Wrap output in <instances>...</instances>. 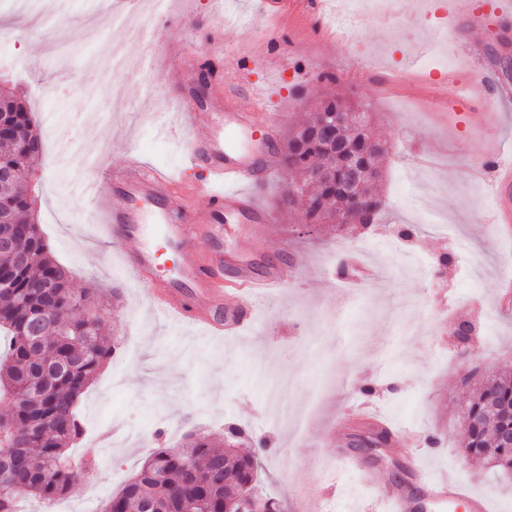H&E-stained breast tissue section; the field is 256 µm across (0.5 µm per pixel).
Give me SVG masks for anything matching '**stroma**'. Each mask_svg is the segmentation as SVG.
Listing matches in <instances>:
<instances>
[{"label":"stroma","instance_id":"1","mask_svg":"<svg viewBox=\"0 0 512 512\" xmlns=\"http://www.w3.org/2000/svg\"><path fill=\"white\" fill-rule=\"evenodd\" d=\"M17 2L0 0V83L28 102L43 133L35 218L55 260L70 269L73 290L103 295L106 333L119 342L83 396L84 440L70 450L95 464L56 499L58 512H103L155 449L180 451L189 433L221 437L230 423L246 432L240 450L258 453V488L281 512H307L314 499L335 501L338 512H376V498L397 486L421 497L404 472L411 451L396 445L403 430L440 436L439 445L422 449L432 475L488 497L492 512H512V477H491L481 461L459 452L475 384L512 373V300L500 286L503 268L512 266V241L491 222L486 181L469 172L472 155L496 139L512 140V102L499 105L505 120L496 128L463 104L445 109L427 88L434 76L466 81L465 52L492 83H512V68L495 60V32L467 33L461 48L448 39L441 0H393L389 12L349 26L339 45L282 32L265 69L238 73L235 90L265 85L266 109L282 116L279 143L328 92L366 112L372 133L389 146L375 185L385 207L367 232L325 224L300 231L301 211L280 207L293 174L277 168L254 189L269 223L225 221L224 250L260 273L291 263L295 276L278 295L257 301L241 335L215 341L151 311L117 244L99 238L85 183L99 166H122L131 151L176 178L197 180L184 139L211 130L185 132L172 106L182 94L209 100L215 80L194 57H175L161 71L151 58L162 41L182 39L218 71L226 57L262 40L266 25L249 18L251 0H228L229 15L248 21L218 32L208 23L212 0H166L176 20L163 35L137 40L123 37L91 0H47L38 17L20 12ZM328 73L335 83L325 82ZM146 87L155 106L144 111L138 103ZM419 148L435 159L432 203L408 161ZM428 214L443 226L425 223ZM407 224L417 227L409 239L400 234ZM446 252L456 262L443 272L437 259ZM353 255L382 266L385 277L344 303L336 279ZM115 287L119 296H110ZM464 321L475 336L465 351L452 337ZM365 386L372 395L362 394ZM360 402L390 433L370 461V485L340 462L353 451L351 434L372 425L351 417ZM256 436L269 441L268 451L256 452Z\"/></svg>","mask_w":512,"mask_h":512}]
</instances>
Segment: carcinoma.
Instances as JSON below:
<instances>
[{"label":"carcinoma","mask_w":512,"mask_h":512,"mask_svg":"<svg viewBox=\"0 0 512 512\" xmlns=\"http://www.w3.org/2000/svg\"><path fill=\"white\" fill-rule=\"evenodd\" d=\"M349 110L339 98H328L306 123L289 137L279 164L294 172L301 185L303 216L312 224L368 225L382 203L371 184L352 197L341 186V173L353 159L375 167L384 153L368 147L364 127L323 134L322 116ZM0 124L9 137L0 138V169L10 180L0 184V212L21 225L18 247L29 253L25 264L0 253V268L12 270L15 287L0 288V394L11 398L12 410L0 415V470L11 481L0 482V512H18V499L54 500L66 495L84 477L82 464L70 463L67 451L84 434L80 402L118 345L104 336L95 292L77 293L69 272L50 253L39 225L25 219L32 209L29 176L39 165L43 146L38 125L25 101L8 90L0 96ZM328 168V175L311 181L312 167ZM57 282L52 295L42 285ZM39 326L41 343L27 335ZM512 433V377L487 380L469 401L464 413L463 454L488 460L498 475L512 474V447L500 442ZM241 431L232 428L224 447L213 446L203 434L185 436V449H157L124 484L107 512H235L239 488L257 476L254 456L234 451Z\"/></svg>","instance_id":"obj_1"}]
</instances>
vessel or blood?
I'll return each instance as SVG.
<instances>
[{"mask_svg":"<svg viewBox=\"0 0 512 512\" xmlns=\"http://www.w3.org/2000/svg\"><path fill=\"white\" fill-rule=\"evenodd\" d=\"M327 0H253L256 17H308L320 19L322 36H329L325 25ZM448 11L454 23L465 24L474 31L495 22L502 8L498 0H448ZM279 43L278 32H271L258 42L248 58L227 59L226 68L241 71L245 65L265 67ZM464 88L471 102L482 105L489 94L498 98L512 97V85L499 83L490 87L478 70H470ZM456 80L440 85L443 97L456 98L461 90ZM266 89L251 84L238 111L211 113L212 134L203 140L187 142V153L203 173L195 182H180L163 171L147 169L139 156L129 154L121 168L102 173L87 187L94 202V214L104 237L116 240L119 253L132 277L149 294L154 310L164 313L175 325L200 326L213 335L224 331L239 332L253 320V297L281 290L291 276L288 268L260 274L242 264L233 263L224 253V221L230 217L264 223L266 211L255 200L253 189L272 174L275 162L268 142L281 124L279 113L263 109ZM260 126L263 135L252 149L239 146L243 133ZM474 172L490 175L493 222L498 228L512 229V160L506 156L503 143H495L477 155ZM122 194L124 206L112 204L115 194ZM206 198L207 214L190 216L194 198ZM157 199L175 200L181 210L148 214L145 206ZM208 237L211 249L200 253L196 242ZM162 238L179 258L178 276L162 279L156 273V254L151 242ZM412 474L424 489L429 502L436 505L464 504L468 512H490L486 497L473 493L466 485L446 478L429 477L420 460H413ZM382 512H415L416 502L403 488L390 490L382 497Z\"/></svg>","mask_w":512,"mask_h":512,"instance_id":"1","label":"vessel or blood"}]
</instances>
